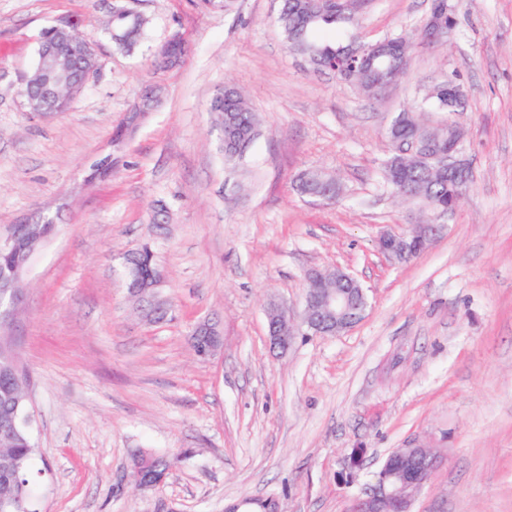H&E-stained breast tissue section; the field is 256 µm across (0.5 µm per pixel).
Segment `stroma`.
Returning a JSON list of instances; mask_svg holds the SVG:
<instances>
[{"label": "stroma", "instance_id": "35a3bbf8", "mask_svg": "<svg viewBox=\"0 0 512 512\" xmlns=\"http://www.w3.org/2000/svg\"><path fill=\"white\" fill-rule=\"evenodd\" d=\"M443 44L415 45L383 95L314 71L277 25L281 0H0V235L52 224L23 274L8 334L30 376L33 512H348L392 449L442 460L413 512H512V0H450ZM147 20L117 49L112 12ZM428 0H365L353 28L411 34ZM73 22L98 70L64 112L20 95L45 29ZM186 38L179 65L156 55ZM467 95L472 182L414 260L380 253L420 219L393 197L387 130L440 83ZM238 88L261 134L238 164L210 105ZM303 171L335 177L336 203L299 196ZM150 246L166 321L124 276ZM340 268L365 288L363 319L336 336L270 346L265 308L300 315L305 275ZM216 323L223 348L195 356ZM360 464L351 467L353 450ZM173 465L148 488L134 455ZM222 345L223 339L215 324L203 321L195 326L191 334V346L198 357L211 358Z\"/></svg>", "mask_w": 512, "mask_h": 512}]
</instances>
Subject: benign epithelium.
I'll list each match as a JSON object with an SVG mask.
<instances>
[{
    "label": "benign epithelium",
    "mask_w": 512,
    "mask_h": 512,
    "mask_svg": "<svg viewBox=\"0 0 512 512\" xmlns=\"http://www.w3.org/2000/svg\"><path fill=\"white\" fill-rule=\"evenodd\" d=\"M454 19V9L446 0H431L425 22L426 42H436L453 31V25H444L442 15ZM74 30L57 24L46 29L41 36L39 58L35 73L26 79L20 95L33 112H41L40 99H49L58 88L74 93L80 90L97 71L92 45L88 40L76 56L65 55L63 40ZM184 51V37L174 35L161 49L157 60L164 68L180 62ZM462 149L448 155V168H437L439 175H448V181L462 185L468 175L461 159ZM447 215H436L428 224H411L402 233H385L379 238L381 252L399 263L408 262L421 254L428 243L445 228ZM47 229L29 228L23 233L11 232L0 236V256L13 259L14 274L0 277V327L12 324L22 293L19 288L21 271L35 252ZM127 288L139 302H154L156 289L162 283V274L153 257L140 250L126 258ZM368 307L365 289L357 278L341 270L312 269L305 276L304 310L300 323H294L288 308L273 303L266 309L270 344L285 354L299 336H335L357 324ZM223 345L216 325L203 321L191 334V346L202 359L213 357ZM398 462H385L376 475L374 485L356 497L350 512H411L414 500L428 484L441 462L433 448L414 446L395 449ZM166 472H158L141 462L133 467V480L137 487H150L164 479Z\"/></svg>",
    "instance_id": "1"
}]
</instances>
